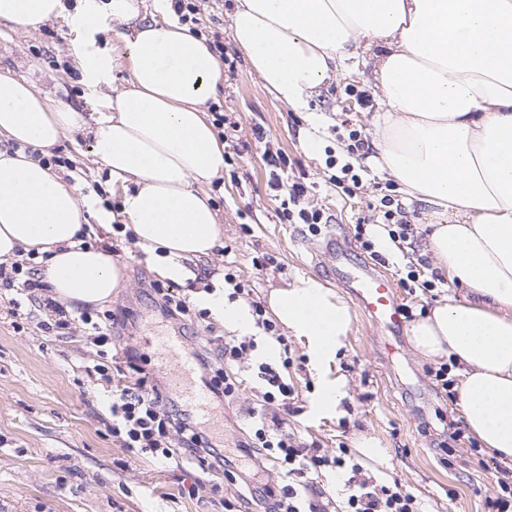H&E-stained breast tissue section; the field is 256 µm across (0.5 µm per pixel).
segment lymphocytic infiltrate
I'll use <instances>...</instances> for the list:
<instances>
[{"mask_svg": "<svg viewBox=\"0 0 512 512\" xmlns=\"http://www.w3.org/2000/svg\"><path fill=\"white\" fill-rule=\"evenodd\" d=\"M269 184L272 189H287L288 197L280 203L281 220L291 224L308 225L312 232H320L329 218L322 210L310 207L307 188L299 181L285 183L283 174L288 168L286 157L268 156ZM380 219L387 228V236L397 249H404L414 237V230L407 218L403 204L390 195H383L377 216H364V223ZM83 324L94 331L93 341L100 359L94 371L103 380L113 381L107 397L112 417L110 431L120 447L151 456L161 462L180 468L191 467L205 473L221 474L230 461L223 449L213 443L195 417L179 409L174 400L163 393L152 374L137 363L133 353H126L123 360L104 364L105 347L112 342V328L117 314L105 312L100 320H93L89 312L79 316ZM257 347L255 339H224L215 347H203L196 354L202 375L207 376L211 393L216 400L233 396L238 386L228 369L241 364ZM264 392L265 403H279L285 413H292L294 389L284 379L279 367L272 362H260L255 368ZM241 456L250 459L254 466L272 468L281 483L265 488L259 500L262 512H329L322 492L313 485L312 476L318 469L331 465L346 469L345 481L348 496L346 512H419L417 499L403 490L401 484H380L366 477L359 464H347L342 457L320 454L317 444H307L295 434L282 428L281 420L266 421L257 416L251 435L238 444Z\"/></svg>", "mask_w": 512, "mask_h": 512, "instance_id": "lymphocytic-infiltrate-1", "label": "lymphocytic infiltrate"}]
</instances>
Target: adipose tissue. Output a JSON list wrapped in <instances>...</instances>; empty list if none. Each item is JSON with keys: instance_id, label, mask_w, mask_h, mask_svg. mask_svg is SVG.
I'll return each mask as SVG.
<instances>
[{"instance_id": "obj_1", "label": "adipose tissue", "mask_w": 512, "mask_h": 512, "mask_svg": "<svg viewBox=\"0 0 512 512\" xmlns=\"http://www.w3.org/2000/svg\"><path fill=\"white\" fill-rule=\"evenodd\" d=\"M156 3L162 21L144 23L137 0L109 2L113 22L131 26L125 88L101 92L114 59L81 51L93 118L0 73V138L18 145L0 150V262L35 251L65 303L109 302L123 282L109 253L82 246L90 219L124 224L156 273L176 283L193 278L188 259L210 255L224 237L204 190L225 167L204 109L224 65L170 0ZM61 15L62 0H0V20L22 28ZM231 36L265 87L301 112L359 48L373 51L374 94L385 107L375 161L433 208L428 246L464 290L412 323L408 340L423 357L453 358L469 431L512 460V0H237ZM84 128L121 197L110 218L39 159ZM193 300L228 335L254 333L250 304L228 299L223 275ZM268 306L306 349L314 412L330 414L347 395L332 367L351 328L348 306L309 276L273 289Z\"/></svg>"}]
</instances>
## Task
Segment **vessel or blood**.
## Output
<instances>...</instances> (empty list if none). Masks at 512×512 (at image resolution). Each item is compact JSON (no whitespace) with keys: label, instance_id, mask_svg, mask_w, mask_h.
Masks as SVG:
<instances>
[{"label":"vessel or blood","instance_id":"b4317fda","mask_svg":"<svg viewBox=\"0 0 512 512\" xmlns=\"http://www.w3.org/2000/svg\"><path fill=\"white\" fill-rule=\"evenodd\" d=\"M343 284L378 328L399 333L402 326L401 305L392 280L364 265L345 277ZM154 344L165 362L174 364L183 377L182 384L176 390L177 396L196 412L208 414L210 388L207 382L197 377L193 355L182 348L177 338L169 335L155 337Z\"/></svg>","mask_w":512,"mask_h":512}]
</instances>
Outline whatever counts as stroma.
Wrapping results in <instances>:
<instances>
[{
	"label": "stroma",
	"mask_w": 512,
	"mask_h": 512,
	"mask_svg": "<svg viewBox=\"0 0 512 512\" xmlns=\"http://www.w3.org/2000/svg\"><path fill=\"white\" fill-rule=\"evenodd\" d=\"M235 5L236 0H201L200 19L202 30L219 36L228 55L236 59L234 74L224 76L212 101L239 122L240 136L250 148L233 157L223 176L206 188L224 226V239L221 248L193 261L198 277L180 285L181 295L191 297L201 279L229 267L251 300L261 303L272 289L297 276L324 281L346 296V289L327 276L329 233L347 248L348 257L341 264L345 271L366 263L395 281L418 260L434 266L426 238V226L434 221L432 210L410 197L402 202L414 226L413 247L386 251L377 258L365 252L355 236L368 204L380 199L376 184L390 181L371 158L349 155L345 142L336 137L341 126L361 130L371 141L379 134L369 53L349 59L340 75L311 99L310 108L322 122L317 131L320 148L308 153L307 114L276 99L231 38ZM122 32V25L103 17L94 42L95 48L116 59L112 85L117 89L131 77ZM81 41L63 19L31 31L0 21V73L31 80L52 99L89 111V92L77 65ZM256 126L266 131L265 142L253 141ZM91 146L90 136L79 133L62 140L54 153L83 168V191L90 194L95 210L107 204L118 207L120 197L113 194L110 176ZM268 150L287 156L292 175L308 188L310 205L331 215L330 226L322 227L320 234L310 233L304 224L281 223L279 202L268 187ZM331 155L339 163L358 167L361 190L350 194L330 184L333 170L326 160ZM92 240L124 271L121 288L113 291L107 304L108 310L121 315L116 346L145 354L147 371L164 389H172V378L149 338L155 333L175 336L190 350L203 335L201 327L159 311L152 290L159 276L131 237L99 228ZM267 255L274 257V265L256 270L253 258ZM15 295V290L0 285V512H224L221 505L205 506L182 495V486L192 484L193 474L113 442L106 388L88 373L97 362L90 327L77 322L62 332H45L41 324L52 320L53 312L27 300L13 306L10 300ZM351 313V328L336 360L348 396L337 413L321 417L313 412L316 380L303 345L289 338L292 363L284 378L295 389L297 411L285 415L288 429L330 455L342 446L353 448L358 435H374L388 449L390 460L383 466L364 462V469L377 480L400 481L420 501L423 512H487L485 502L496 489L498 461L488 453L472 452L468 441H453V432L464 419L457 401L449 400L429 376L431 360L415 353L405 338L397 351L387 353L359 308ZM238 377L239 390L216 405L217 419L211 427L232 460L263 405L260 383L244 371ZM450 446L455 449L451 455L446 452Z\"/></svg>",
	"instance_id": "stroma-1"
}]
</instances>
